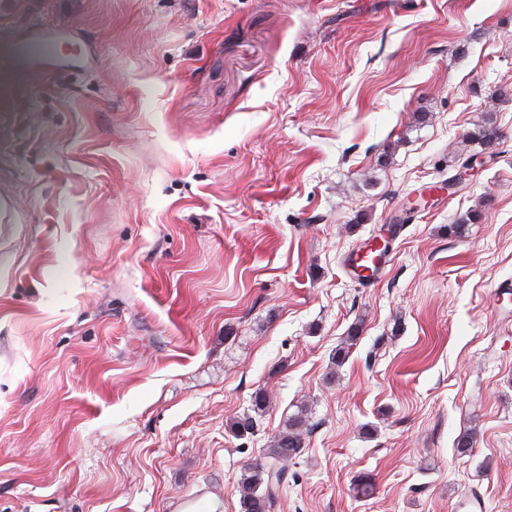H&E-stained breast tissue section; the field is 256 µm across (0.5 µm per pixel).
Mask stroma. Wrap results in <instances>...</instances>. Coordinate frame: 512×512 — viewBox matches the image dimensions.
Returning <instances> with one entry per match:
<instances>
[{
    "label": "stroma",
    "mask_w": 512,
    "mask_h": 512,
    "mask_svg": "<svg viewBox=\"0 0 512 512\" xmlns=\"http://www.w3.org/2000/svg\"><path fill=\"white\" fill-rule=\"evenodd\" d=\"M504 84L512 0H6L0 512H240L303 404L273 512H512ZM24 59L33 64H44L55 56V44L45 38H36L24 45ZM469 134L472 142L485 148L494 145L501 138L500 130L492 118L487 119L483 123L476 124L474 130ZM308 421L305 410L297 411L266 448L264 463L250 464L243 470L238 483L240 512H271L287 482V475L277 462L302 453Z\"/></svg>",
    "instance_id": "obj_1"
}]
</instances>
